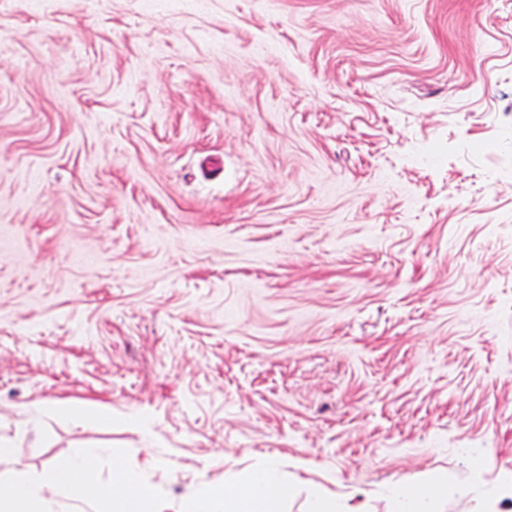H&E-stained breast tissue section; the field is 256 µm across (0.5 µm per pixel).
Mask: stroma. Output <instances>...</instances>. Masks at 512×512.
I'll list each match as a JSON object with an SVG mask.
<instances>
[{
  "label": "stroma",
  "mask_w": 512,
  "mask_h": 512,
  "mask_svg": "<svg viewBox=\"0 0 512 512\" xmlns=\"http://www.w3.org/2000/svg\"><path fill=\"white\" fill-rule=\"evenodd\" d=\"M0 437L490 512L512 0H0ZM440 481L433 477L421 488L397 491L394 495L395 512H428L427 505L434 494L441 490Z\"/></svg>",
  "instance_id": "35a3bbf8"
}]
</instances>
